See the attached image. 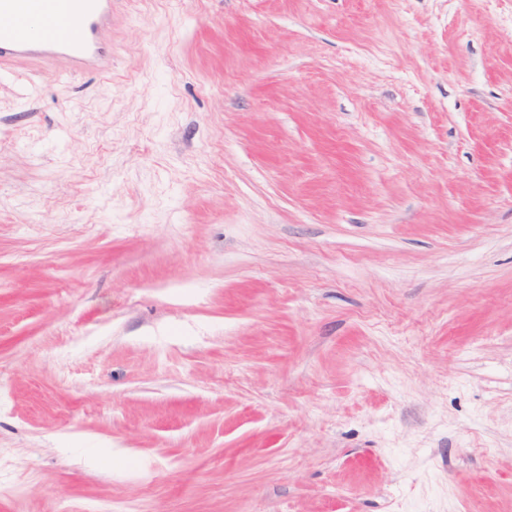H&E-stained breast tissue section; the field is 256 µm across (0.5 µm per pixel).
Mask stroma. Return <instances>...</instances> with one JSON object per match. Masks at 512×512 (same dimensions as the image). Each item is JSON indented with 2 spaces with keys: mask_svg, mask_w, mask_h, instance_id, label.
I'll return each mask as SVG.
<instances>
[{
  "mask_svg": "<svg viewBox=\"0 0 512 512\" xmlns=\"http://www.w3.org/2000/svg\"><path fill=\"white\" fill-rule=\"evenodd\" d=\"M0 60V512H512V0H112Z\"/></svg>",
  "mask_w": 512,
  "mask_h": 512,
  "instance_id": "1",
  "label": "stroma"
}]
</instances>
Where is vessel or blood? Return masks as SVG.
<instances>
[{
  "instance_id": "b4317fda",
  "label": "vessel or blood",
  "mask_w": 512,
  "mask_h": 512,
  "mask_svg": "<svg viewBox=\"0 0 512 512\" xmlns=\"http://www.w3.org/2000/svg\"><path fill=\"white\" fill-rule=\"evenodd\" d=\"M102 0H0V59L15 54H56L71 70L106 68L94 31L104 19Z\"/></svg>"
}]
</instances>
